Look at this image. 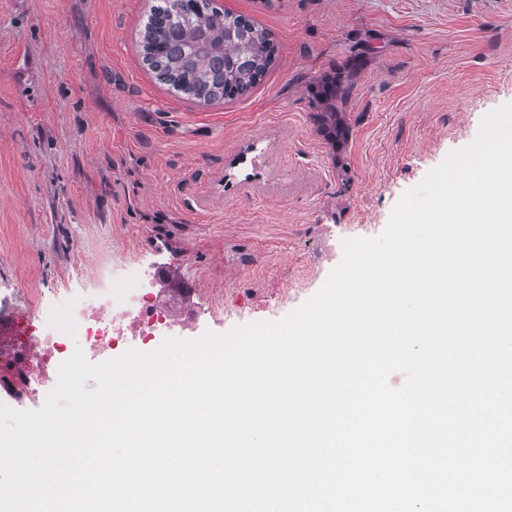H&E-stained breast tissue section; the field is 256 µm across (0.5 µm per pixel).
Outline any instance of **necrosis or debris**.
Masks as SVG:
<instances>
[{"label":"necrosis or debris","mask_w":512,"mask_h":512,"mask_svg":"<svg viewBox=\"0 0 512 512\" xmlns=\"http://www.w3.org/2000/svg\"><path fill=\"white\" fill-rule=\"evenodd\" d=\"M218 309L189 314L185 304L159 301L149 273H104L96 282L75 278L66 297L34 316L17 314L8 359L12 376L0 383V402L39 397L54 387L59 365L82 349L96 357L130 343L152 344L164 333L196 330L221 320Z\"/></svg>","instance_id":"obj_1"}]
</instances>
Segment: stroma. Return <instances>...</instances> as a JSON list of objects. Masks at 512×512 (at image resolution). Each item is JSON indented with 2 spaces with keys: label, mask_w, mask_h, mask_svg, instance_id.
Wrapping results in <instances>:
<instances>
[{
  "label": "stroma",
  "mask_w": 512,
  "mask_h": 512,
  "mask_svg": "<svg viewBox=\"0 0 512 512\" xmlns=\"http://www.w3.org/2000/svg\"><path fill=\"white\" fill-rule=\"evenodd\" d=\"M154 2L0 0V303L123 259L181 266L213 332L280 320L512 103V0H216L277 51L210 103L143 62Z\"/></svg>",
  "instance_id": "obj_1"
}]
</instances>
